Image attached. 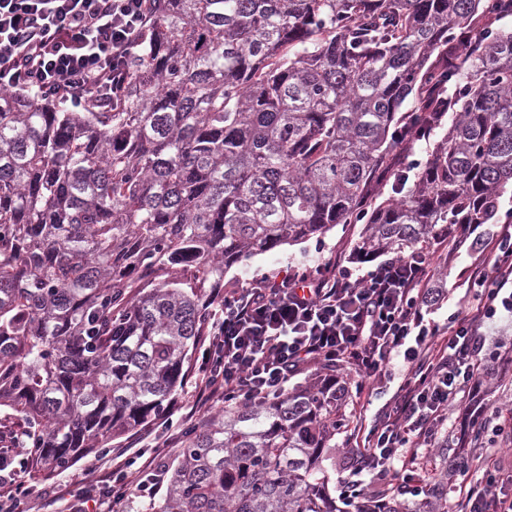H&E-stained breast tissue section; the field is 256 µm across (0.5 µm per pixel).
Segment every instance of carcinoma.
<instances>
[{
    "label": "carcinoma",
    "mask_w": 512,
    "mask_h": 512,
    "mask_svg": "<svg viewBox=\"0 0 512 512\" xmlns=\"http://www.w3.org/2000/svg\"><path fill=\"white\" fill-rule=\"evenodd\" d=\"M153 12L106 103L0 91V419L33 482L165 414L243 258L360 222L364 261L424 248L492 223L512 185L505 0ZM397 167L415 181L384 200ZM349 398L328 365L272 403L225 400L189 428L153 512H445L446 454L411 510L333 496Z\"/></svg>",
    "instance_id": "1"
}]
</instances>
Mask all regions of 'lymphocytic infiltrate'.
Returning <instances> with one entry per match:
<instances>
[{"label":"lymphocytic infiltrate","mask_w":512,"mask_h":512,"mask_svg":"<svg viewBox=\"0 0 512 512\" xmlns=\"http://www.w3.org/2000/svg\"><path fill=\"white\" fill-rule=\"evenodd\" d=\"M152 0H0V90L65 96L74 106L103 103L126 81L125 64L151 22ZM469 275L478 303L447 324L433 317L441 296L424 285L429 255L390 257L367 270L336 265L319 273H291L225 292L210 322L199 363V405L236 396L258 403L279 398L296 375L325 362L349 365L365 380L402 381L386 401L359 458V492H376L395 463H409L435 447L449 408L467 396V412L486 403L474 386L484 374L481 328L498 311L512 312V225L479 240ZM165 449H155L137 475L116 469L80 488L74 512H96L102 499L121 504L152 497L165 477ZM448 490L449 512H512V468L496 457L457 462Z\"/></svg>","instance_id":"lymphocytic-infiltrate-1"}]
</instances>
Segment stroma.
<instances>
[{"label": "stroma", "mask_w": 512, "mask_h": 512, "mask_svg": "<svg viewBox=\"0 0 512 512\" xmlns=\"http://www.w3.org/2000/svg\"><path fill=\"white\" fill-rule=\"evenodd\" d=\"M363 232L359 224H339L326 234L308 239L295 245H285L269 253L242 261L224 276L225 289L250 282L262 276H275L284 271H304L310 267H328L336 263L356 268V246ZM431 262L427 270V284L444 282L447 294L441 302L435 318H446L464 307L476 305V295L467 287L472 260L469 250L461 240L452 235L440 234L428 247ZM483 332L486 343L484 355L493 359L496 368L505 370L504 380L487 379L480 383L481 391H492L499 403H512V316L502 315L487 323ZM398 386L397 381H388L384 388L375 383L362 382L360 389L352 391L346 409L348 426L336 437V474L346 478L355 462L353 451L360 448L379 410ZM193 383H186L179 389L166 416L153 424L135 430L122 439L113 441V448L124 453V459L133 467H140L150 456L154 447L168 445L169 458H176L185 437L188 414L193 405ZM112 470V456L95 452L81 459L67 471L45 480L44 485L51 491L45 498L28 499L26 512H72L73 495L85 479Z\"/></svg>", "instance_id": "obj_1"}]
</instances>
